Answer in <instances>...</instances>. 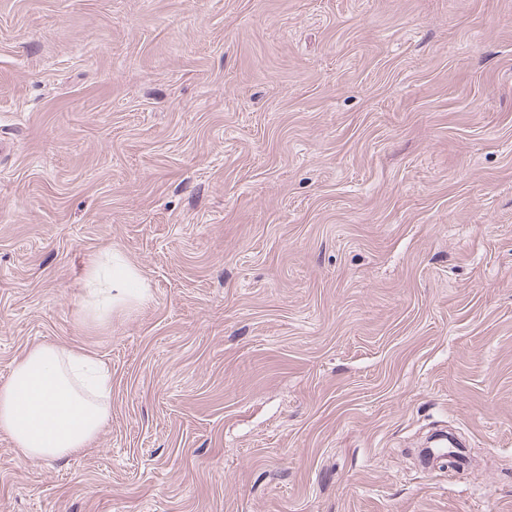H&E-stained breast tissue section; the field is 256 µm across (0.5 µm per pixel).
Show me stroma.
Masks as SVG:
<instances>
[{
  "label": "stroma",
  "instance_id": "obj_1",
  "mask_svg": "<svg viewBox=\"0 0 512 512\" xmlns=\"http://www.w3.org/2000/svg\"><path fill=\"white\" fill-rule=\"evenodd\" d=\"M0 141V385L112 375L0 512H512V0H0ZM104 261H96L86 275L87 310L97 318H106L112 309L142 302L147 288L139 270L107 251Z\"/></svg>",
  "mask_w": 512,
  "mask_h": 512
}]
</instances>
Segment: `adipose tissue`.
<instances>
[{"label":"adipose tissue","instance_id":"ef3b65f1","mask_svg":"<svg viewBox=\"0 0 512 512\" xmlns=\"http://www.w3.org/2000/svg\"><path fill=\"white\" fill-rule=\"evenodd\" d=\"M87 310L105 318L140 303L146 289L139 270L105 253L86 275ZM111 376L81 351L41 345L18 360L0 386V432L26 461L70 456L90 447L109 417Z\"/></svg>","mask_w":512,"mask_h":512}]
</instances>
